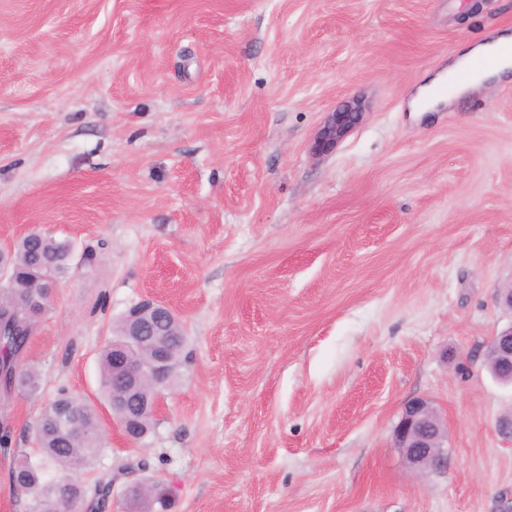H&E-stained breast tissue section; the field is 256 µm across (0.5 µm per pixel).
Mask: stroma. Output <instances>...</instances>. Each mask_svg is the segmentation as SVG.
I'll return each instance as SVG.
<instances>
[{
  "label": "stroma",
  "mask_w": 512,
  "mask_h": 512,
  "mask_svg": "<svg viewBox=\"0 0 512 512\" xmlns=\"http://www.w3.org/2000/svg\"><path fill=\"white\" fill-rule=\"evenodd\" d=\"M512 32V0H0V249L30 230L90 262L57 288L0 399V512L44 405L97 409L87 487L155 483L167 512H507L512 72L436 112L417 88ZM361 124L329 151V112ZM151 298L188 334L153 431L99 391L110 328ZM448 424V467L392 446L406 402ZM361 103L352 101L332 112L319 136L317 147L321 151L334 148L362 120ZM487 355L497 358L500 372L498 379L512 383V327L494 336L488 346ZM126 420H122V413H119L117 416L119 417L123 427L124 435L130 439L135 441L140 435V439L146 436L152 428L153 417L151 415V410L149 408V402L147 403L146 409L141 416V424H140V432H139V415H140V407L139 405L135 407L132 411L126 412Z\"/></svg>",
  "instance_id": "stroma-1"
}]
</instances>
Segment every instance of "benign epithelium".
Listing matches in <instances>:
<instances>
[{
    "label": "benign epithelium",
    "instance_id": "benign-epithelium-1",
    "mask_svg": "<svg viewBox=\"0 0 512 512\" xmlns=\"http://www.w3.org/2000/svg\"><path fill=\"white\" fill-rule=\"evenodd\" d=\"M361 103L352 101L337 109L326 120L319 136L317 147L322 151L334 148L362 120ZM174 312L164 303L144 300L126 317L127 336H152L154 324L160 317L166 318ZM487 354L497 358L500 372L498 379L512 383V327L494 336ZM124 381L114 387L112 409L120 410L130 402L127 381L136 379V370L120 363ZM140 407L126 412L122 421L124 435L135 440L139 437ZM447 430L444 421L433 404L425 398L408 401L399 416L392 433L393 447L401 451L407 467L411 469H441L448 462Z\"/></svg>",
    "mask_w": 512,
    "mask_h": 512
}]
</instances>
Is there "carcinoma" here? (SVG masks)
Segmentation results:
<instances>
[{
    "label": "carcinoma",
    "mask_w": 512,
    "mask_h": 512,
    "mask_svg": "<svg viewBox=\"0 0 512 512\" xmlns=\"http://www.w3.org/2000/svg\"><path fill=\"white\" fill-rule=\"evenodd\" d=\"M75 248L67 239L29 235L13 248L0 253L3 267L13 278L16 288L0 308V392L6 395L32 396L40 387L37 369L22 362L35 323L51 307L52 287L68 280L76 266ZM123 321L113 327L98 358L99 382L107 404H112V386L117 369L112 361V347L123 351L132 364L152 360L156 347L162 346L169 369L158 385L149 382L136 386V403L160 388H167L179 375L186 331L181 322L172 334L139 340L121 335ZM96 410L80 397L59 394L44 408L33 429L37 450L25 453L14 463L12 479L16 487L32 502V512H82L88 496L87 487L76 473L98 455L102 438L98 437ZM142 494L130 488L131 504L149 512L154 504L165 508V492L147 484Z\"/></svg>",
    "instance_id": "cac0c4a2"
}]
</instances>
